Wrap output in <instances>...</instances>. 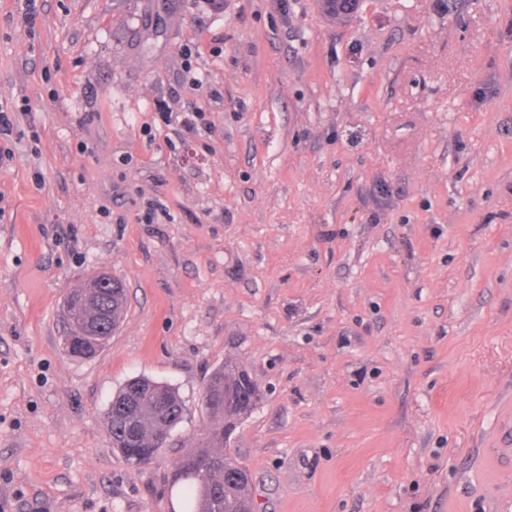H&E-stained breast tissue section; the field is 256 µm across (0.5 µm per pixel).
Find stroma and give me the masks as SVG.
Instances as JSON below:
<instances>
[{"label": "stroma", "instance_id": "35a3bbf8", "mask_svg": "<svg viewBox=\"0 0 512 512\" xmlns=\"http://www.w3.org/2000/svg\"><path fill=\"white\" fill-rule=\"evenodd\" d=\"M0 0V512H174L214 367L256 512H512V0ZM196 75L200 89L188 84ZM125 284L102 352L63 299ZM182 421L142 467L131 377ZM183 414L184 403L175 388L144 376L132 377L112 397L105 413L110 444L128 464H146L166 446Z\"/></svg>", "mask_w": 512, "mask_h": 512}]
</instances>
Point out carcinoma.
Returning a JSON list of instances; mask_svg holds the SVG:
<instances>
[{"instance_id":"carcinoma-1","label":"carcinoma","mask_w":512,"mask_h":512,"mask_svg":"<svg viewBox=\"0 0 512 512\" xmlns=\"http://www.w3.org/2000/svg\"><path fill=\"white\" fill-rule=\"evenodd\" d=\"M112 283L94 302L72 306L75 323L67 333L84 358L97 355L103 347L97 346L95 337L81 335L80 324L110 322L115 330L124 314V284L117 278ZM258 401V387L246 371L227 363L212 371L201 395L207 419L204 436L182 455L172 478V484H182L185 512H254L249 470L220 448ZM183 414L184 403L175 388L144 376L132 377L112 397L105 413L110 444L127 463L146 464L166 446Z\"/></svg>"}]
</instances>
